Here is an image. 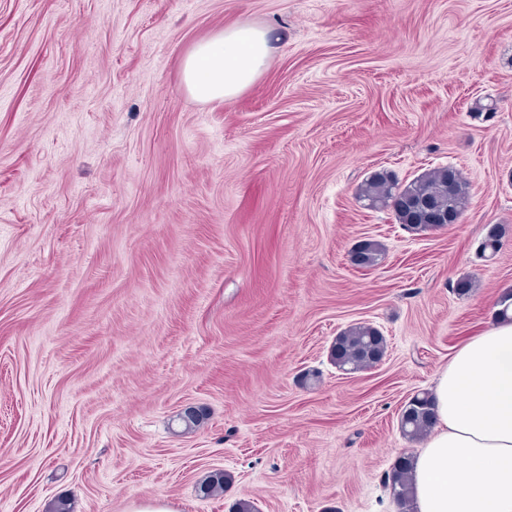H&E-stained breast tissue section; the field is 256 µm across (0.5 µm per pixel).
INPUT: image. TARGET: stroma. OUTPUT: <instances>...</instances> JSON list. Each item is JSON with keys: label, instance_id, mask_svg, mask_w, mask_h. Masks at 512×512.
Listing matches in <instances>:
<instances>
[{"label": "stroma", "instance_id": "1", "mask_svg": "<svg viewBox=\"0 0 512 512\" xmlns=\"http://www.w3.org/2000/svg\"><path fill=\"white\" fill-rule=\"evenodd\" d=\"M237 23L274 56L197 100L183 58ZM439 166L443 229L357 197ZM508 290L512 0H0V512H398L402 407ZM355 322L387 348L347 374ZM366 240L360 241L358 244H356V247L353 249L357 258H359L360 255L363 253L361 259L359 260H357L354 257V263L356 266L361 268H373L380 264L381 260L383 259L385 250L384 247L378 241L368 240L366 242ZM364 242L366 243L363 252L362 249ZM385 351L386 339L377 328L367 323H356L336 336L330 357L336 366L344 370H362ZM383 357L366 369L379 364Z\"/></svg>", "mask_w": 512, "mask_h": 512}]
</instances>
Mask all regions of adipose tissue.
I'll return each mask as SVG.
<instances>
[{
	"label": "adipose tissue",
	"mask_w": 512,
	"mask_h": 512,
	"mask_svg": "<svg viewBox=\"0 0 512 512\" xmlns=\"http://www.w3.org/2000/svg\"><path fill=\"white\" fill-rule=\"evenodd\" d=\"M270 32L236 24L198 42L181 65L187 90L228 100L269 64ZM436 422L413 453L415 512H512V321L468 336L432 380Z\"/></svg>",
	"instance_id": "adipose-tissue-1"
}]
</instances>
